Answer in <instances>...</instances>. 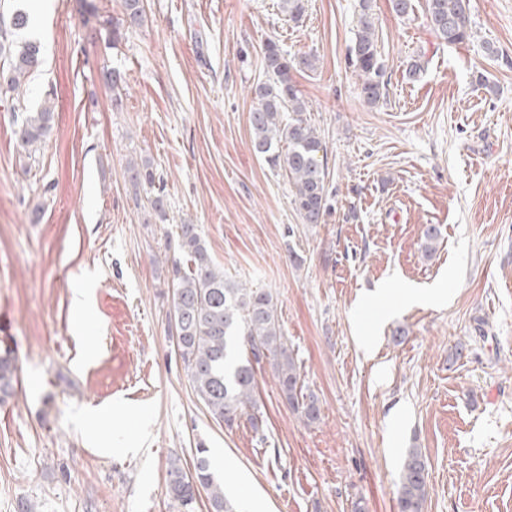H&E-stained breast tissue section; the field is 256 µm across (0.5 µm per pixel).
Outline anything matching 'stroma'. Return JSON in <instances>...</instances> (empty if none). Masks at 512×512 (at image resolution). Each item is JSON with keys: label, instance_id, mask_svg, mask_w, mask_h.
Wrapping results in <instances>:
<instances>
[{"label": "stroma", "instance_id": "obj_1", "mask_svg": "<svg viewBox=\"0 0 512 512\" xmlns=\"http://www.w3.org/2000/svg\"><path fill=\"white\" fill-rule=\"evenodd\" d=\"M85 2L51 0L40 31L14 35L43 62L22 108L0 98V349L21 360L0 403V512H181L169 462L191 467L201 441L239 512L256 497L265 512H398L409 448L428 461L424 512H512V0H470L474 36L457 46L425 0L407 19L374 0L390 79L374 108L347 61L358 0H308L296 23L280 0H144L133 30L122 0H93V17ZM270 40L316 57L294 79L328 149L324 224L302 223L287 177L251 147ZM106 66L125 74L118 111ZM49 95L55 126L27 155L17 131ZM131 158L161 176L166 220L136 205ZM184 223L226 276L272 293L318 422L265 362L258 425L217 424L198 401L170 329L166 242ZM388 281L444 300L356 310ZM80 288L93 316L78 331ZM115 402L150 424L111 457L77 416Z\"/></svg>", "mask_w": 512, "mask_h": 512}]
</instances>
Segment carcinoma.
<instances>
[{
  "label": "carcinoma",
  "instance_id": "obj_1",
  "mask_svg": "<svg viewBox=\"0 0 512 512\" xmlns=\"http://www.w3.org/2000/svg\"><path fill=\"white\" fill-rule=\"evenodd\" d=\"M307 0H280L281 11L291 21L306 12ZM357 33L348 48V62L361 81L360 97L369 106L387 99L388 80L382 60L373 12V0H360ZM127 27L143 25V0H123ZM426 13L436 36L447 44H461L473 37L465 0H426ZM28 14L15 10L0 15V95L20 99L26 79L40 61V45L13 44L11 35L25 29ZM315 56H291L279 44L264 45L266 81L256 85L257 106L250 115L252 147L265 163L284 172L293 186L292 204L305 224H323L331 205L326 191L329 176L327 146L307 117V105L293 79L298 70L314 68ZM55 125L52 98L30 113L18 131L21 146L36 152ZM126 171L134 195L149 194L148 201L160 219H166L165 186L147 161H127ZM179 257L171 260V334L187 376L210 417L229 428L248 416L254 428L258 418L247 411L254 406L257 389L254 365L269 363L272 377L290 409L308 423L320 418L317 397L305 389L300 367L288 346L273 296L232 280L218 267L196 224H180L177 232ZM17 359L0 352V402L11 397L17 381ZM204 443L197 444L193 472L187 474L177 460L168 470V493L186 507L200 491L207 493L211 512H236L225 496L224 481L212 470ZM428 494L427 459L419 448L408 449L397 492L398 512H423Z\"/></svg>",
  "mask_w": 512,
  "mask_h": 512
}]
</instances>
